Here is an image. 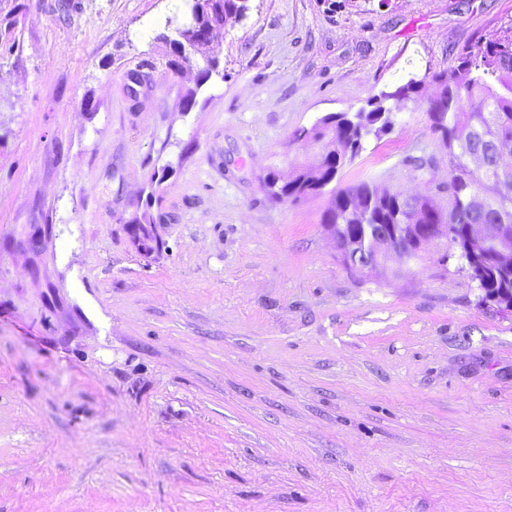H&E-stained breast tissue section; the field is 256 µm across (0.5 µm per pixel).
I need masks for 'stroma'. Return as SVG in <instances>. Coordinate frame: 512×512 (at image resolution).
<instances>
[{"label":"stroma","mask_w":512,"mask_h":512,"mask_svg":"<svg viewBox=\"0 0 512 512\" xmlns=\"http://www.w3.org/2000/svg\"><path fill=\"white\" fill-rule=\"evenodd\" d=\"M341 2L249 0L202 84L157 41L183 0H0V512H512V315L438 244L363 278L322 228L362 181L447 205L423 104L331 188L260 183L512 0Z\"/></svg>","instance_id":"obj_1"}]
</instances>
